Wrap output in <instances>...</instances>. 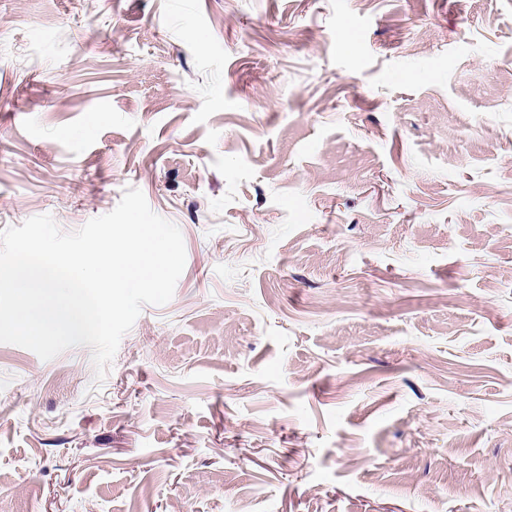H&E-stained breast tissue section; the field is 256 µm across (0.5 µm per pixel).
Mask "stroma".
<instances>
[{
	"label": "stroma",
	"instance_id": "obj_1",
	"mask_svg": "<svg viewBox=\"0 0 512 512\" xmlns=\"http://www.w3.org/2000/svg\"><path fill=\"white\" fill-rule=\"evenodd\" d=\"M130 186L184 271L0 344V512H512V0H0V230Z\"/></svg>",
	"mask_w": 512,
	"mask_h": 512
}]
</instances>
